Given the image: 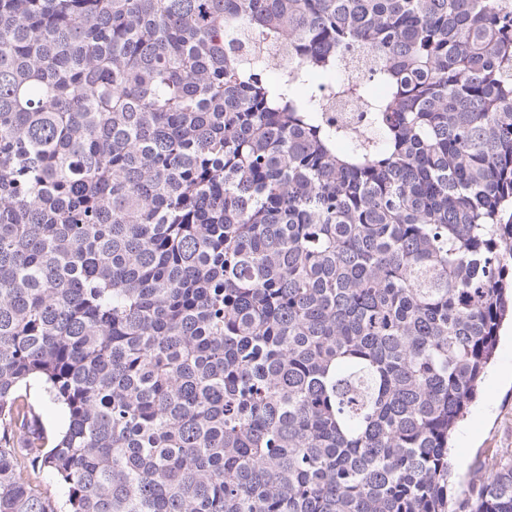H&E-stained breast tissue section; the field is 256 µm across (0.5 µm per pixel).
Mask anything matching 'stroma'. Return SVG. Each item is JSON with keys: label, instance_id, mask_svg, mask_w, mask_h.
<instances>
[{"label": "stroma", "instance_id": "stroma-1", "mask_svg": "<svg viewBox=\"0 0 512 512\" xmlns=\"http://www.w3.org/2000/svg\"><path fill=\"white\" fill-rule=\"evenodd\" d=\"M450 512H465L476 476L512 461V324H504L496 358L448 450Z\"/></svg>", "mask_w": 512, "mask_h": 512}]
</instances>
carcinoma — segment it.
<instances>
[{"label":"carcinoma","instance_id":"1","mask_svg":"<svg viewBox=\"0 0 512 512\" xmlns=\"http://www.w3.org/2000/svg\"><path fill=\"white\" fill-rule=\"evenodd\" d=\"M510 259L512 5L0 0V512H449ZM21 393H27L28 400L35 406L48 430L62 426L65 419L63 411L37 385H31L26 392L23 389Z\"/></svg>","mask_w":512,"mask_h":512}]
</instances>
